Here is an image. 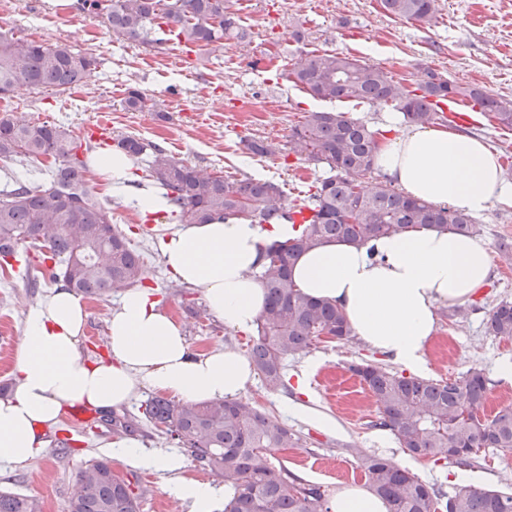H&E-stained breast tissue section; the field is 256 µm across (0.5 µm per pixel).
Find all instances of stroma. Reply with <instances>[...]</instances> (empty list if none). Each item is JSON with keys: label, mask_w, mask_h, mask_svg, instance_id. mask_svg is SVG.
Listing matches in <instances>:
<instances>
[{"label": "stroma", "mask_w": 512, "mask_h": 512, "mask_svg": "<svg viewBox=\"0 0 512 512\" xmlns=\"http://www.w3.org/2000/svg\"><path fill=\"white\" fill-rule=\"evenodd\" d=\"M80 0H0L17 33L48 44L66 43L98 60L92 80L67 92L16 91L5 108L32 123L65 124L73 134L101 116L112 122L113 137L134 135L154 142L197 170L223 172L233 178L264 175L277 182L285 200L305 194L324 174L321 165L287 154L293 126L312 111H336L379 129L390 111L349 101H321L287 80L285 74L300 52L335 50L379 66L395 80L419 85L435 71L459 85L484 87L512 100V0H438L435 24H417L388 16L379 0H233L240 24L250 34L241 44L213 54L187 51L177 40L145 49L113 37L104 19L91 18ZM302 30L295 40L294 30ZM135 86L158 100L166 118L151 112H131L125 92ZM460 131L486 140L496 153L506 180L512 182V132L496 128L486 118L463 123ZM265 138L280 146L278 154L261 157L245 153V138ZM97 191L111 195L112 226L141 254L145 284L157 292L161 306L179 321L193 351L231 346L246 351L248 338L225 327L209 312L201 289L175 292L158 249V239L175 229L160 213L141 219L133 206L137 187L112 193L99 179ZM493 262V276L470 300L463 314L439 315V328L426 347L431 379L457 378L469 369L483 371L488 380L486 415L512 404V339L494 337L486 328V313L503 299L512 301V261L498 250L500 237L512 238V207L492 206L478 219ZM47 286L30 287L23 265L0 276V387L11 385L19 340L28 309L47 293ZM121 298L87 300L84 352L96 353L104 341L112 310ZM380 363L396 369L388 356L359 343L321 342L309 352L289 359L287 370L309 374V394L296 388L270 391L255 379L242 400L260 406L301 442L272 454L306 480L320 484L328 496L345 485L364 486L360 455H382L416 473L444 492L458 481L477 487H501L504 471L512 470V455L480 449L470 466L433 462L401 448L391 431L376 427L377 408L371 394L351 379L353 362ZM319 411L333 419L322 428L307 416ZM96 410L86 409L83 422L65 416L63 426L74 441L69 454L56 445L25 466H0V491H18L38 499L43 512H68L79 470L92 458L111 457L116 436L96 423ZM133 474L141 495V512H191L188 502L166 489L165 473L137 468Z\"/></svg>", "instance_id": "1"}]
</instances>
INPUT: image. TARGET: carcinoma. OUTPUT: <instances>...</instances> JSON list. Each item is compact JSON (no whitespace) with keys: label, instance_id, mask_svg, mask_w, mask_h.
Wrapping results in <instances>:
<instances>
[{"label":"carcinoma","instance_id":"cac0c4a2","mask_svg":"<svg viewBox=\"0 0 512 512\" xmlns=\"http://www.w3.org/2000/svg\"><path fill=\"white\" fill-rule=\"evenodd\" d=\"M231 0H82L90 17L106 19L112 35L153 48L165 42L164 29L185 46L209 54L225 42H245L250 34L231 10ZM438 0H381L384 11L421 27L437 20ZM96 58L68 44H46L0 29V99L25 89L66 91L87 83ZM292 81L320 100H353L384 105L405 123L428 126L447 122L429 108V99H467L496 124L512 130V102L479 86H460L433 72L410 90L383 69L338 52L310 51L289 70ZM125 108L159 112L160 105L139 89H127ZM377 132L344 112L317 111L291 129L289 151L315 161L328 176L315 191L289 204L271 180L228 179L204 175L166 153L153 142L119 138V150L146 159L143 180L163 190L168 212L179 224H206L238 219L250 207L253 224H290L296 236L264 247L259 277L265 307L246 357L266 386L284 390L287 361L320 342L352 339L346 318L336 304L301 292L289 273L292 260L321 243L341 240L365 243L383 235H402L433 228L460 236L479 232L473 217L447 206L406 195L387 182L365 184L374 173ZM254 155L271 156L279 148L265 139L243 141ZM90 148L55 123L17 121L0 114V160L19 164L46 163V182L35 185L12 174L0 188V266L17 259L25 245L39 249L42 263L53 264L51 278L71 290L104 299L144 280L139 253L112 231V201L101 198L87 178ZM490 335L512 338V301L502 300L486 312ZM350 371L372 392L379 408V426L391 430L401 447L435 462L470 464L481 448L512 452V407L492 417L480 415L488 382L477 368L450 380L404 376L382 364L358 363ZM142 416L112 414V431L134 434L146 420L200 467L224 480L233 491L224 512H330L326 490L268 457L270 448H295L300 436L277 418L238 399L176 402L153 396L141 405ZM370 490L389 512H512V491L458 485L446 494L392 460L361 458ZM140 494L133 483L114 476L112 461L92 459L77 475L69 512H140ZM0 512H41L37 499L1 491Z\"/></svg>","mask_w":512,"mask_h":512}]
</instances>
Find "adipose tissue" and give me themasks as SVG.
Returning <instances> with one entry per match:
<instances>
[{
  "label": "adipose tissue",
  "instance_id": "ef3b65f1",
  "mask_svg": "<svg viewBox=\"0 0 512 512\" xmlns=\"http://www.w3.org/2000/svg\"><path fill=\"white\" fill-rule=\"evenodd\" d=\"M375 163L410 195L472 216L496 204L512 205V183L496 154L482 139L458 131L406 130L389 118ZM292 234L287 224L262 227L230 219L180 225L159 248L174 280L202 289L208 310L226 327L250 333L266 302L256 276L261 248ZM491 267L482 236L422 229L363 245L316 246L294 260L290 274L304 294L336 302L363 343L422 371L438 304L468 300L487 284ZM87 316L82 296L62 285L27 313L13 389L0 398V464L22 466L41 455L48 432L77 404L118 409L145 387L188 402L234 399L254 380L253 367L236 349L192 351L153 289L125 291L98 358L82 350ZM111 448L129 465L167 473L168 491L190 502L194 512H221L231 497L226 487L183 477L178 456L146 451L136 437Z\"/></svg>",
  "mask_w": 512,
  "mask_h": 512
}]
</instances>
